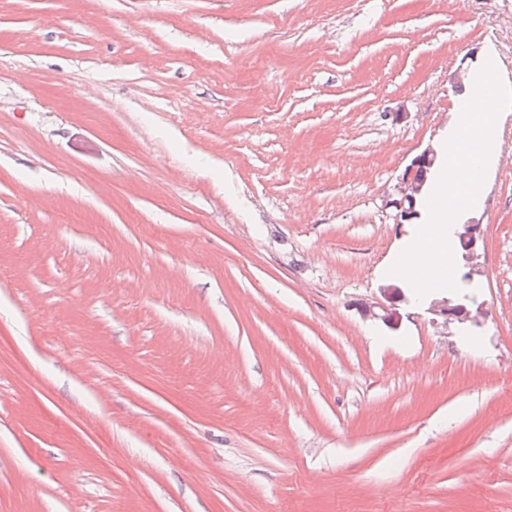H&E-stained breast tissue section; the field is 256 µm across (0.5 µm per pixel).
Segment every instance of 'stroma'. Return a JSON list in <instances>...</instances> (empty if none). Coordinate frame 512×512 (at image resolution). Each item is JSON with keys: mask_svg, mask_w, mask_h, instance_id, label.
<instances>
[{"mask_svg": "<svg viewBox=\"0 0 512 512\" xmlns=\"http://www.w3.org/2000/svg\"><path fill=\"white\" fill-rule=\"evenodd\" d=\"M489 60L512 0H0V512H512V112L481 327L359 313ZM437 158V150L432 145H428L420 151L412 158L405 172L395 184L393 193L386 197L385 207L395 209L396 223L417 224L411 222L420 215L417 205L422 198L426 184V181L419 177L418 172L421 169L431 168L426 174L428 177V174L435 168ZM421 206L422 201L419 203L420 208Z\"/></svg>", "mask_w": 512, "mask_h": 512, "instance_id": "35a3bbf8", "label": "stroma"}]
</instances>
